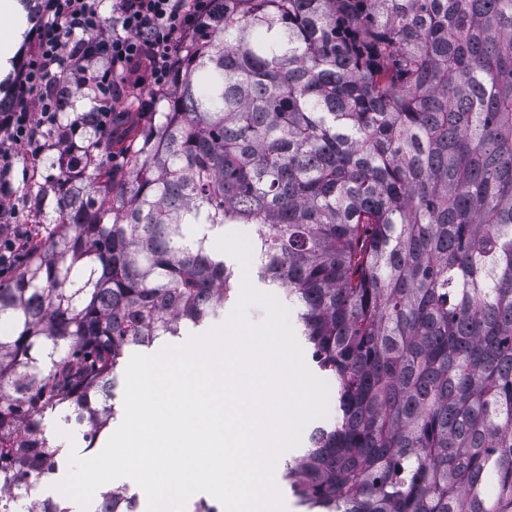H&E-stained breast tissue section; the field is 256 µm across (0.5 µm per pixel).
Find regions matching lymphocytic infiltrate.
<instances>
[{
  "label": "lymphocytic infiltrate",
  "instance_id": "lymphocytic-infiltrate-1",
  "mask_svg": "<svg viewBox=\"0 0 512 512\" xmlns=\"http://www.w3.org/2000/svg\"><path fill=\"white\" fill-rule=\"evenodd\" d=\"M102 0H45L37 41L19 77L9 111L0 113V272L24 258L29 235L7 206L16 192L11 176L19 147L42 152L46 130L59 114L46 86L94 81L112 94L109 108L93 113L91 126L108 134L113 112L126 92L120 82L142 60H149L155 89L167 88L185 46L223 10L222 0H112V25L101 24Z\"/></svg>",
  "mask_w": 512,
  "mask_h": 512
}]
</instances>
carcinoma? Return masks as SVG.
<instances>
[{
	"label": "carcinoma",
	"instance_id": "obj_1",
	"mask_svg": "<svg viewBox=\"0 0 512 512\" xmlns=\"http://www.w3.org/2000/svg\"><path fill=\"white\" fill-rule=\"evenodd\" d=\"M47 95L51 226L0 282V512H72L45 419L94 447L126 355L224 315L235 224L336 390L284 462L299 512H512V0H224L159 121L105 146L68 148L96 86Z\"/></svg>",
	"mask_w": 512,
	"mask_h": 512
}]
</instances>
